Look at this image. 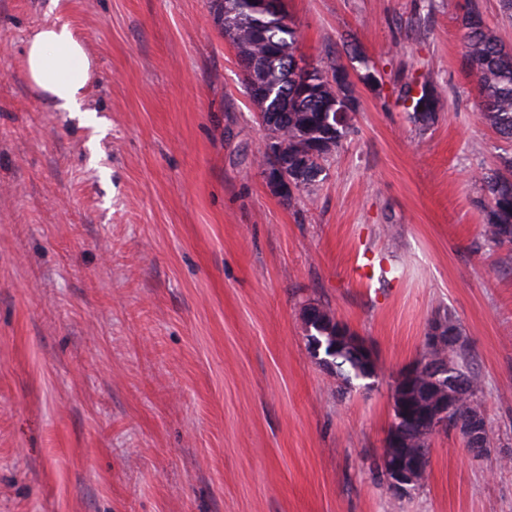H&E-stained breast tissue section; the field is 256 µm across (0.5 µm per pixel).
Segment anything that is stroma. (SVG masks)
Returning a JSON list of instances; mask_svg holds the SVG:
<instances>
[{"instance_id":"35a3bbf8","label":"stroma","mask_w":512,"mask_h":512,"mask_svg":"<svg viewBox=\"0 0 512 512\" xmlns=\"http://www.w3.org/2000/svg\"><path fill=\"white\" fill-rule=\"evenodd\" d=\"M217 5L0 0V512H512V264L474 179L512 148L462 64L466 0H285L300 55L377 77L289 202L258 170L266 132ZM56 20L92 61L76 112L23 74ZM416 78L446 102L424 131L398 101ZM310 302L372 346L371 387L315 363ZM444 312L493 446L471 459L436 435L424 486L396 498L368 465Z\"/></svg>"}]
</instances>
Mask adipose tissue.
Returning <instances> with one entry per match:
<instances>
[{
	"instance_id": "obj_1",
	"label": "adipose tissue",
	"mask_w": 512,
	"mask_h": 512,
	"mask_svg": "<svg viewBox=\"0 0 512 512\" xmlns=\"http://www.w3.org/2000/svg\"><path fill=\"white\" fill-rule=\"evenodd\" d=\"M23 58L25 77L45 102L71 112L78 110L90 60L68 23L39 27L27 40Z\"/></svg>"
}]
</instances>
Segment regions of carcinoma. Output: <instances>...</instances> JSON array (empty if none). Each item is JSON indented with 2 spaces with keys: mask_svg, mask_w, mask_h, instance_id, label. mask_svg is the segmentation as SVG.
<instances>
[{
  "mask_svg": "<svg viewBox=\"0 0 512 512\" xmlns=\"http://www.w3.org/2000/svg\"><path fill=\"white\" fill-rule=\"evenodd\" d=\"M224 36L237 48L246 93L256 106L267 139L285 145L288 156L261 153L258 168L278 163L294 183V193L310 194L319 176L350 133L358 110L355 85L341 83L344 67L319 61L312 71L293 72L296 30L282 19L254 9L251 0H220ZM462 59L476 78L482 119L502 139L512 142V49L489 28L481 13L466 9ZM412 122L425 130L440 118L441 96L426 80L409 82L400 95ZM487 201L483 236L491 248L512 245V158L502 168L478 176ZM451 364L467 388L448 413L465 427L473 409L481 407L482 387L467 345L449 351ZM333 362L343 383L361 378L366 365L349 350L336 349Z\"/></svg>",
  "mask_w": 512,
  "mask_h": 512,
  "instance_id": "cac0c4a2",
  "label": "carcinoma"
}]
</instances>
